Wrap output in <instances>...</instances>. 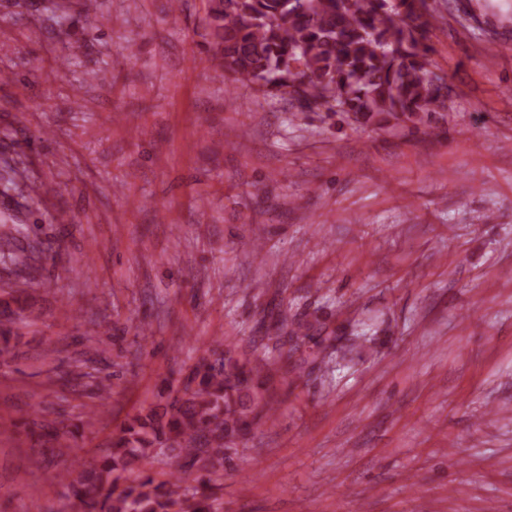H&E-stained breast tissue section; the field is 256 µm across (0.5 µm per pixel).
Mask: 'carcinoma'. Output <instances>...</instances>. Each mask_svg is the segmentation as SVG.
Here are the masks:
<instances>
[{"mask_svg":"<svg viewBox=\"0 0 512 512\" xmlns=\"http://www.w3.org/2000/svg\"><path fill=\"white\" fill-rule=\"evenodd\" d=\"M432 18L426 0H206L209 44L230 87L363 124L424 126L448 110L447 77L429 68ZM270 374L210 348L88 463L69 460L68 426L30 424L60 458L56 478L80 512H219L215 476L256 410L273 411L263 394ZM154 455L172 459L161 480L141 468Z\"/></svg>","mask_w":512,"mask_h":512,"instance_id":"cac0c4a2","label":"carcinoma"}]
</instances>
